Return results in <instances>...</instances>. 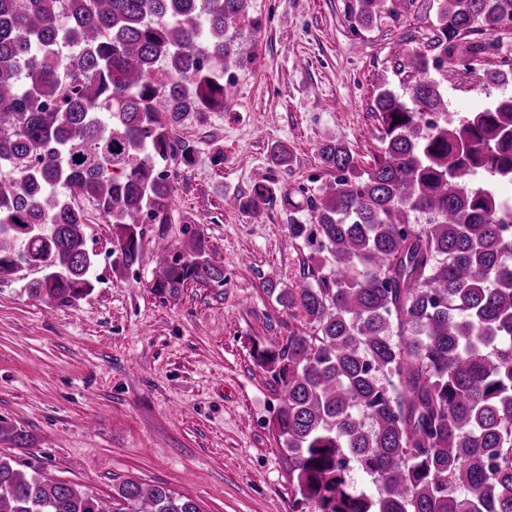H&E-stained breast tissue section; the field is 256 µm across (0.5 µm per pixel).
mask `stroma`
Masks as SVG:
<instances>
[{"mask_svg": "<svg viewBox=\"0 0 512 512\" xmlns=\"http://www.w3.org/2000/svg\"><path fill=\"white\" fill-rule=\"evenodd\" d=\"M350 2L251 0L239 35L255 56L235 70L223 111L190 113L176 127L203 155L175 174L170 223L145 225L137 270L113 268L112 226L79 197L87 247L100 256L93 293L49 313L23 290L37 268L0 282V418L29 438L25 448L0 442V454L107 500L132 479L165 484L203 512H289L288 456L272 424L280 399L252 354L297 327L264 282H294L309 251L289 238L280 203L255 219L224 198L250 193L261 173L291 191L314 188L327 178L318 150L328 140L371 166L381 147L377 85L399 88V50L432 39L437 3L414 0L397 22L359 29ZM488 40L494 50L457 61L444 87L453 117L512 93V84L478 83L512 52V23ZM279 144L289 167L269 162ZM214 147L224 151L218 166L207 157ZM188 226L223 256L224 283L157 296L156 258Z\"/></svg>", "mask_w": 512, "mask_h": 512, "instance_id": "stroma-1", "label": "stroma"}]
</instances>
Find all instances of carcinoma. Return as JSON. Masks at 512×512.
Returning <instances> with one entry per match:
<instances>
[{
  "instance_id": "1",
  "label": "carcinoma",
  "mask_w": 512,
  "mask_h": 512,
  "mask_svg": "<svg viewBox=\"0 0 512 512\" xmlns=\"http://www.w3.org/2000/svg\"><path fill=\"white\" fill-rule=\"evenodd\" d=\"M414 0H353L365 25ZM430 48L403 50L398 93L382 82L381 155L367 169L319 148L331 180L299 189L264 175L237 196L278 199L288 236L312 249L301 279L269 296L303 328L256 364L280 392L274 429L291 461V512H512V96L456 123L444 84L456 56L512 21V0H437ZM249 0H0V279L51 271L24 291L69 306L95 288L96 254L73 199L112 225V265L141 262L143 224H168L171 168L200 148L175 134L189 112L224 110V75L255 56L239 37ZM159 296L224 283L193 231L156 260ZM371 478L359 488L355 474ZM0 512H203L164 484L122 483L112 506L0 455Z\"/></svg>"
}]
</instances>
